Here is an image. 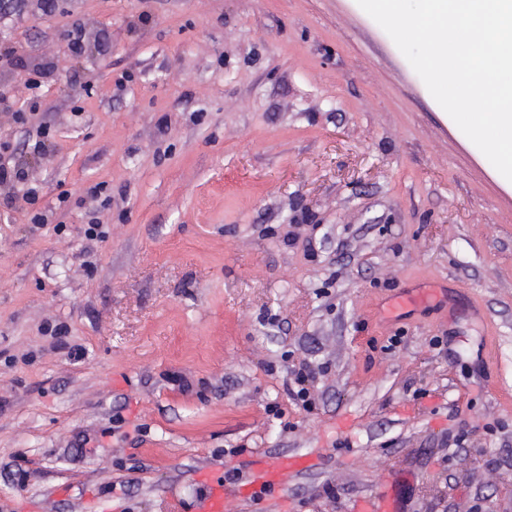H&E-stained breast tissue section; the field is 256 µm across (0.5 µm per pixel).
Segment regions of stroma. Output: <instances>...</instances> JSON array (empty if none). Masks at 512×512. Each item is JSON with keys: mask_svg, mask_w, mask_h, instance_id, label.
I'll list each match as a JSON object with an SVG mask.
<instances>
[{"mask_svg": "<svg viewBox=\"0 0 512 512\" xmlns=\"http://www.w3.org/2000/svg\"><path fill=\"white\" fill-rule=\"evenodd\" d=\"M0 47V512L281 453L321 463L225 512H512V182L357 0H0ZM415 281L447 316L384 321Z\"/></svg>", "mask_w": 512, "mask_h": 512, "instance_id": "35a3bbf8", "label": "stroma"}]
</instances>
